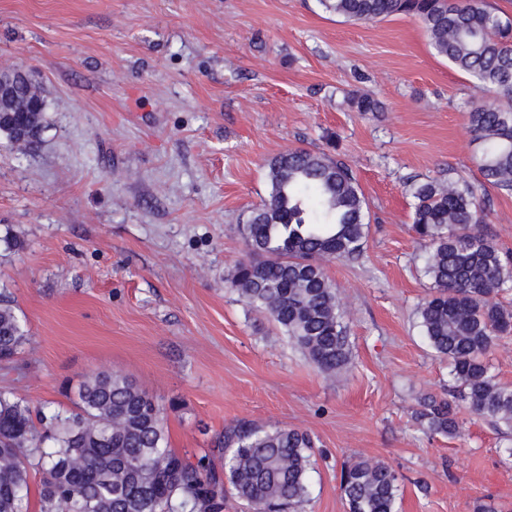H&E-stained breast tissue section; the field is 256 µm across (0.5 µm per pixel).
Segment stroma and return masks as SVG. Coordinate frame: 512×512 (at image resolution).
Here are the masks:
<instances>
[{"instance_id": "1", "label": "stroma", "mask_w": 512, "mask_h": 512, "mask_svg": "<svg viewBox=\"0 0 512 512\" xmlns=\"http://www.w3.org/2000/svg\"><path fill=\"white\" fill-rule=\"evenodd\" d=\"M33 75L47 108L31 153L0 137V292L30 334L0 388L64 405L117 371L164 409L169 444L213 451L239 420L316 442L309 512H347L344 464L399 476L397 512H512V431L459 411L422 336L427 246L413 184L478 186L485 232L512 252V190L482 186L468 123L487 95L434 54L414 17L355 23L320 0H0V71ZM367 95L377 112L351 108ZM294 148L345 161L368 206L360 259L326 263L351 341L319 372L232 290L237 227ZM417 419L430 434L455 437L460 433L457 412L452 403L434 396L419 401Z\"/></svg>"}]
</instances>
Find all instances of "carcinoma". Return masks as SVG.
Wrapping results in <instances>:
<instances>
[{
	"label": "carcinoma",
	"mask_w": 512,
	"mask_h": 512,
	"mask_svg": "<svg viewBox=\"0 0 512 512\" xmlns=\"http://www.w3.org/2000/svg\"><path fill=\"white\" fill-rule=\"evenodd\" d=\"M349 21L412 15L432 50L496 100L469 112L485 183L512 190V17L486 0H321ZM0 102V135L34 150L46 101L20 69ZM38 112H22L30 101ZM268 198L239 230L253 258L230 278L246 304L268 315L321 373L351 357L332 259L362 253L367 203L352 170L325 152L291 149L266 164ZM413 229L429 245L425 272L433 292L417 314L422 335L448 360L456 399L471 414L512 427V386L484 356L512 332V308L497 297L512 289V256L483 232L478 189L453 179L414 187ZM30 338L11 301L0 295V362H14ZM417 419L431 434L460 433L452 403L419 401ZM311 435L294 428L240 423L224 433V467L170 448L163 410L127 376L97 373L79 386L72 408L45 406L0 389V512H29L30 475L43 477L40 512H224L225 483L253 512H306ZM349 512H394L398 476L383 461L360 458L341 471Z\"/></svg>",
	"instance_id": "1"
}]
</instances>
